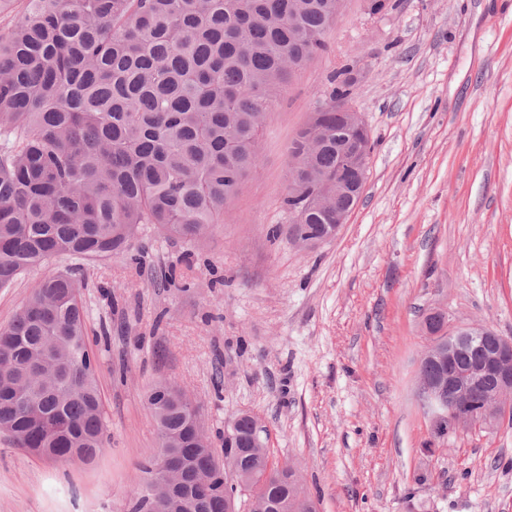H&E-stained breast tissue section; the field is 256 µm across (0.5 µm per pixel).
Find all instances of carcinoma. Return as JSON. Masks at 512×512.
<instances>
[{"mask_svg": "<svg viewBox=\"0 0 512 512\" xmlns=\"http://www.w3.org/2000/svg\"><path fill=\"white\" fill-rule=\"evenodd\" d=\"M0 36V288L54 258L133 254L141 226L196 243L220 221L258 165L262 125L292 66L326 49L329 0H26ZM336 73L314 164L336 173V130L350 94ZM14 366L0 370V431L36 457L86 464L106 451L96 358L85 337L76 282L52 273L0 328ZM157 383L147 404L159 448L139 470L131 512H183L173 496L153 505L167 451L213 472L194 512H227L255 478L246 512H315L294 470L265 449L203 448L190 402ZM485 387L466 413L480 418Z\"/></svg>", "mask_w": 512, "mask_h": 512, "instance_id": "cac0c4a2", "label": "carcinoma"}]
</instances>
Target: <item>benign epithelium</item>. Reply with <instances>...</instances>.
Returning a JSON list of instances; mask_svg holds the SVG:
<instances>
[{
	"label": "benign epithelium",
	"mask_w": 512,
	"mask_h": 512,
	"mask_svg": "<svg viewBox=\"0 0 512 512\" xmlns=\"http://www.w3.org/2000/svg\"><path fill=\"white\" fill-rule=\"evenodd\" d=\"M341 110L347 113L349 127L359 134L365 144H370L368 127L350 101H344ZM320 122L321 114L313 112L305 127V153L309 157L314 156L323 145L319 134ZM370 158L371 152L367 149L356 150L344 158V165L353 173V179L349 183L340 180L335 182L321 171H311L313 192L307 198L305 207L292 212L293 228L290 238L294 242L306 248L319 243V239L308 236V232L302 227L311 208L331 214L338 230L347 223L350 212L335 207V201L341 195L357 198L361 196ZM465 348L479 350L481 359L471 366L464 378L454 371V364L459 352ZM427 361L448 363L446 378L420 375L419 396L435 427H443L469 404L470 386L466 382L468 377L487 387L484 403L487 414L496 417L512 414V338L479 326L451 327L446 333V347L439 348L437 342H432L422 358V362Z\"/></svg>",
	"instance_id": "obj_1"
}]
</instances>
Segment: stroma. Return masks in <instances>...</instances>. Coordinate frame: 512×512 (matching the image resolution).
<instances>
[{"mask_svg":"<svg viewBox=\"0 0 512 512\" xmlns=\"http://www.w3.org/2000/svg\"><path fill=\"white\" fill-rule=\"evenodd\" d=\"M393 3L371 16L346 0L199 245L147 224L138 261L60 257L0 289L4 326L70 271L107 439L71 465L0 433V512H129L159 446L146 395L164 380L199 404L215 448L225 420L253 413L317 512H512V421L440 437L418 393L430 311L512 337V0ZM345 66L374 150L347 223L306 249L287 233L289 147Z\"/></svg>","mask_w":512,"mask_h":512,"instance_id":"35a3bbf8","label":"stroma"}]
</instances>
